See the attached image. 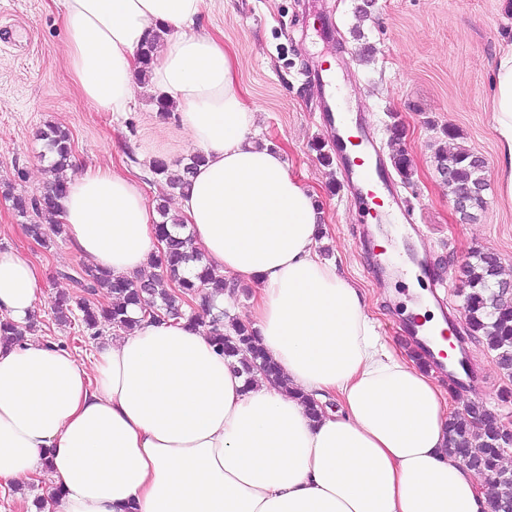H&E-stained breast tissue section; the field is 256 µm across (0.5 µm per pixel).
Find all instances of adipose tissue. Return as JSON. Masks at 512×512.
<instances>
[{
	"instance_id": "1",
	"label": "adipose tissue",
	"mask_w": 512,
	"mask_h": 512,
	"mask_svg": "<svg viewBox=\"0 0 512 512\" xmlns=\"http://www.w3.org/2000/svg\"><path fill=\"white\" fill-rule=\"evenodd\" d=\"M53 2L95 111L126 112L143 87L180 107L206 161L176 214L213 272L258 283L248 321L286 383L245 384L184 319L142 321L87 365L34 337L0 344V487L50 468L51 512H491V489L448 455L447 391L377 333L360 288L317 252L315 192L254 141L238 59L199 25L205 0ZM494 73L496 180L512 204V44ZM58 205L75 250L113 277L146 275L163 247L127 174L69 177ZM39 294L37 267L0 249V318L27 324ZM306 394L339 408L310 417Z\"/></svg>"
}]
</instances>
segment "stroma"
<instances>
[{
  "instance_id": "35a3bbf8",
  "label": "stroma",
  "mask_w": 512,
  "mask_h": 512,
  "mask_svg": "<svg viewBox=\"0 0 512 512\" xmlns=\"http://www.w3.org/2000/svg\"><path fill=\"white\" fill-rule=\"evenodd\" d=\"M361 0H207L204 29L222 36L240 61V90L257 109L253 137L282 147L290 172L315 190L328 239L319 246L363 288L370 315L381 335L408 346L395 331L409 306L431 304V288L417 273L390 269L372 273L373 258L401 237L392 224H361L358 200L346 189L320 118L326 100L315 75L328 68L347 89L343 110L369 126L403 200L423 224L420 246L443 267L444 304L457 328H464L463 257L490 250L512 271V206L498 197L497 146L488 102L494 90L495 55L512 41V0H375L370 18L359 17ZM399 124L400 143L389 127ZM69 132L77 175L89 169L117 168L143 180L150 204L172 203L175 194L147 181V165L163 159L186 164L195 146L182 133L178 114L163 115L154 97L138 94L131 111L98 112L74 87L67 67V43L53 0H0V249L10 248L39 267L41 294L34 335L66 346L78 360L90 357L96 342L79 322H56L54 295H78L66 271L87 261L70 241L50 248L33 244L12 205L17 194L39 193L48 179V150L39 132L46 125ZM457 129L459 146L487 163L485 205L475 220L460 222L454 197L439 180L434 163L445 142V127ZM405 146L412 164L410 181L394 170L396 146ZM482 370L478 401L502 416L512 380L494 353L481 343L467 345Z\"/></svg>"
}]
</instances>
